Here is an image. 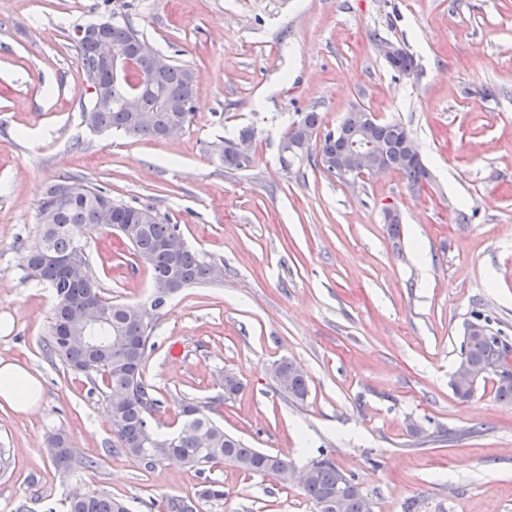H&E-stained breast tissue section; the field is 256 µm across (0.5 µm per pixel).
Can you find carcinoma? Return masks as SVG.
<instances>
[{"label": "carcinoma", "instance_id": "obj_1", "mask_svg": "<svg viewBox=\"0 0 512 512\" xmlns=\"http://www.w3.org/2000/svg\"><path fill=\"white\" fill-rule=\"evenodd\" d=\"M104 35L132 58L139 59L145 48H154L143 34L125 22H114ZM76 47L82 72H94L99 78V95L79 104L82 121L90 129L115 130L135 138L160 140L169 127L184 128L190 124L195 112L197 82L191 68L171 61L154 73L148 68H133L126 81L115 82L96 56L95 40L78 42ZM140 83L143 84L140 111L128 112L122 105L123 96L127 89ZM356 115L354 108L346 113L341 122L344 135L336 138L330 130L321 131L319 113L303 112L292 123L287 137L307 141L306 151H316L314 160L328 173L329 163L348 151L350 141L357 138ZM367 134L382 149L386 170L401 173L409 188L417 189L429 180L425 164L405 152L403 144L411 132L403 123L378 120L367 129ZM104 196L103 190L89 185L85 198L57 212L40 201V236L24 254L21 267L26 279L45 284L54 297L50 334L44 341L46 353L59 359L71 372L92 382H102L117 442L114 449L137 459L149 457L158 465L178 461L200 473L228 465L245 473L271 476L284 486L292 484L290 476L295 465L288 456L264 454L248 447L240 438L224 431L211 416L212 408L207 404L183 400L179 403L181 424L176 432L159 435L153 429L151 418L159 411L162 401L144 377L152 326L138 305L106 297L94 274L68 279L43 254L74 253L84 261L82 247L75 239L78 231L114 228L121 232L135 258L149 269L154 283L173 282L184 289L208 282L213 262L190 249L179 225L168 223L153 205H131L110 198L102 208L100 201ZM89 301L98 305L100 314L110 323L109 336L94 348L73 338V328ZM460 360L474 373L475 386L452 387L458 399H469L478 386L490 380L496 400L512 405V347L501 339L500 333L493 331L490 318L481 311H475L472 320L466 323ZM270 372L278 390L288 400L306 399L308 380L296 372L292 361L281 359L272 365ZM46 450L63 475L95 467V462L77 458L61 433L47 437ZM309 466L301 490L313 506L326 505L323 512H367L366 494L355 476L344 473L327 458L312 460ZM62 507L63 512H130L122 499L79 487L72 488Z\"/></svg>", "mask_w": 512, "mask_h": 512}]
</instances>
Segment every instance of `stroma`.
<instances>
[{
    "mask_svg": "<svg viewBox=\"0 0 512 512\" xmlns=\"http://www.w3.org/2000/svg\"><path fill=\"white\" fill-rule=\"evenodd\" d=\"M109 15L196 72V112L178 136L82 123L74 34ZM378 36L412 54L414 71H392ZM356 105L409 128L428 182L414 191L391 171L349 186L308 159L283 162L301 113L332 129ZM248 125L249 167L225 169L215 145ZM64 176L153 204L224 269L149 313L156 431L178 426L179 400L203 402L248 447L299 467L327 455L374 512H512V405L489 386L463 402L450 386L472 311L512 344V0H0V357L43 384L36 411L0 408V512H45L74 486L131 512L170 498L196 512H313L269 476L146 471L113 451L101 387L47 356L53 296L19 268L39 202ZM78 240L106 296L149 303L150 272L115 235ZM283 358L308 376L303 403L270 377ZM228 372L242 383L234 396ZM57 430L95 469L59 475L45 451ZM210 480L223 499H199Z\"/></svg>",
    "mask_w": 512,
    "mask_h": 512,
    "instance_id": "1",
    "label": "stroma"
}]
</instances>
